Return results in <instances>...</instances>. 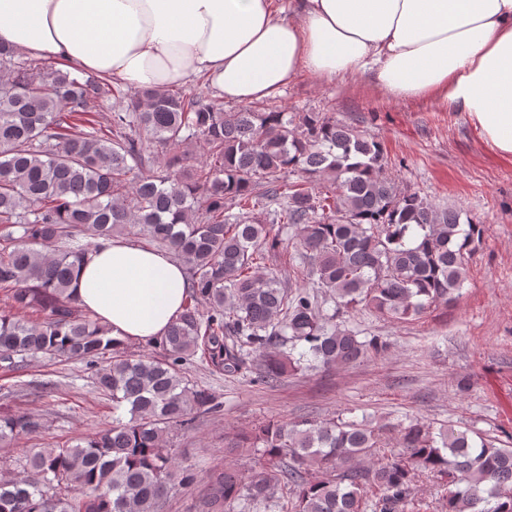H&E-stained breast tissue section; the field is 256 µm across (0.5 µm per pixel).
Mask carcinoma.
<instances>
[{
	"label": "carcinoma",
	"instance_id": "1",
	"mask_svg": "<svg viewBox=\"0 0 512 512\" xmlns=\"http://www.w3.org/2000/svg\"><path fill=\"white\" fill-rule=\"evenodd\" d=\"M121 109L100 115L103 102ZM81 123L85 131L73 133ZM207 158L181 174V148ZM160 173L144 170L150 149ZM284 201L269 224L252 211ZM238 216L224 214L226 204ZM437 210L387 177L379 141L325 112L224 111L203 93L124 90L75 77L0 44V364L79 360L112 399V425L76 444L30 448L22 474L0 479V512H161L198 472L166 445L221 412L215 392L189 383L203 351L227 373L259 357L271 383L303 365L348 367L387 349L334 322L318 299L286 287L266 260L292 233L297 276L337 309L416 321L451 304L484 225ZM139 227L189 270V301L156 346L135 356L82 313L70 292L95 240ZM84 228L92 242L77 239ZM40 317L32 322L17 311ZM34 411H0V448L42 432ZM396 446L385 448L390 435ZM257 455L209 476L204 512H404L423 476L448 486L441 512H512V448L479 433L421 422L269 419L224 435V456Z\"/></svg>",
	"mask_w": 512,
	"mask_h": 512
}]
</instances>
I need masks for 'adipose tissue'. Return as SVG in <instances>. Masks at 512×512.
<instances>
[{"instance_id": "adipose-tissue-1", "label": "adipose tissue", "mask_w": 512, "mask_h": 512, "mask_svg": "<svg viewBox=\"0 0 512 512\" xmlns=\"http://www.w3.org/2000/svg\"><path fill=\"white\" fill-rule=\"evenodd\" d=\"M0 42L135 89L206 76L228 102L277 95L300 71L371 73L393 97L463 113L512 155V0H0ZM81 308L126 342L164 336L188 294L171 254L99 240Z\"/></svg>"}]
</instances>
